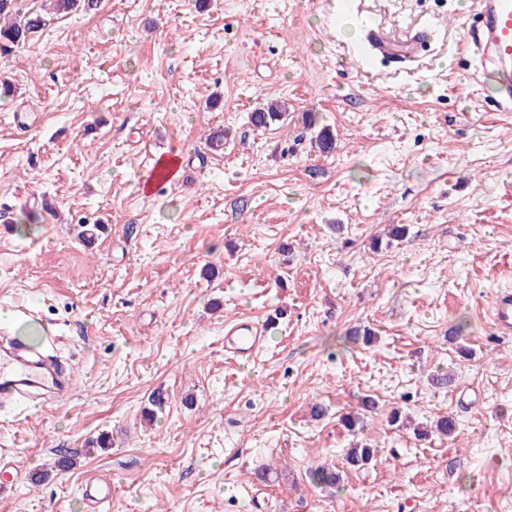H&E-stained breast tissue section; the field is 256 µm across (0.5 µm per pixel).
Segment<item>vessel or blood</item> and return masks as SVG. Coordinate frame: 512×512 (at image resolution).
I'll return each mask as SVG.
<instances>
[{
  "mask_svg": "<svg viewBox=\"0 0 512 512\" xmlns=\"http://www.w3.org/2000/svg\"><path fill=\"white\" fill-rule=\"evenodd\" d=\"M478 24L469 30L464 47L479 56L484 77L498 96L512 99V0H475ZM373 45L383 56L415 57L424 42L417 33L404 40L371 33ZM491 319L498 335H512V292L499 291L491 306ZM264 329L242 318L224 332V350L242 358H252L264 347ZM52 387L60 390L53 365L30 360L24 346L15 345L0 360V396L20 399L33 391Z\"/></svg>",
  "mask_w": 512,
  "mask_h": 512,
  "instance_id": "obj_1",
  "label": "vessel or blood"
}]
</instances>
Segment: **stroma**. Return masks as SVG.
I'll return each instance as SVG.
<instances>
[{
    "mask_svg": "<svg viewBox=\"0 0 512 512\" xmlns=\"http://www.w3.org/2000/svg\"><path fill=\"white\" fill-rule=\"evenodd\" d=\"M342 6L98 0L0 49V334L35 328L69 380L0 404V512H90L91 477L107 512H254L253 491L263 512H512V337L490 317L512 289V108L460 49L472 0ZM370 25L426 38L367 60ZM269 99L287 112L255 128ZM169 149L181 167L143 191ZM239 317L269 325L248 362L224 355ZM357 442L375 455L352 469ZM323 464L339 490L310 482Z\"/></svg>",
    "mask_w": 512,
    "mask_h": 512,
    "instance_id": "1",
    "label": "stroma"
}]
</instances>
